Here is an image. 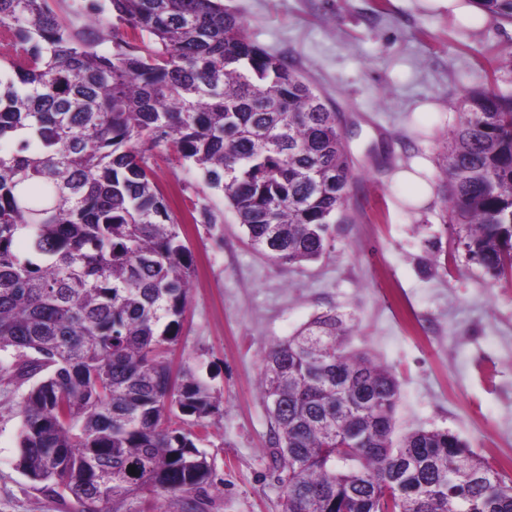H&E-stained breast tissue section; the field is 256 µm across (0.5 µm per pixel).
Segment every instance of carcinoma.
I'll list each match as a JSON object with an SVG mask.
<instances>
[{
    "label": "carcinoma",
    "mask_w": 512,
    "mask_h": 512,
    "mask_svg": "<svg viewBox=\"0 0 512 512\" xmlns=\"http://www.w3.org/2000/svg\"><path fill=\"white\" fill-rule=\"evenodd\" d=\"M478 2L512 22V0ZM0 25V386H27L16 467L78 512H203L213 463L192 428L221 399L169 359L194 267L153 150L223 193L271 260H315L348 221L336 110L224 0H0ZM460 115L442 223L490 276L512 275V91L473 89ZM188 219L217 223L197 202ZM353 332L331 308L264 353L283 512H512V480L458 433L394 438L400 383Z\"/></svg>",
    "instance_id": "carcinoma-1"
}]
</instances>
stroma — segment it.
Listing matches in <instances>:
<instances>
[{"instance_id": "35a3bbf8", "label": "stroma", "mask_w": 512, "mask_h": 512, "mask_svg": "<svg viewBox=\"0 0 512 512\" xmlns=\"http://www.w3.org/2000/svg\"><path fill=\"white\" fill-rule=\"evenodd\" d=\"M268 52L286 57L329 106L359 125L349 222L332 227L319 260L274 263L253 247L223 195L170 149L153 152L155 179L175 214L206 204L215 225L184 224L195 273L174 363L220 394L201 432L216 485L204 512H282L258 387L262 355L315 315L336 308L356 325L352 345L401 385L396 431L446 428L492 465L512 456V281L471 261L437 202L416 208L393 173L420 165L446 177L442 147L466 92L512 70V22L465 23L420 0H224ZM386 163L365 164L370 147ZM20 393L0 389V512H74L15 466Z\"/></svg>"}]
</instances>
